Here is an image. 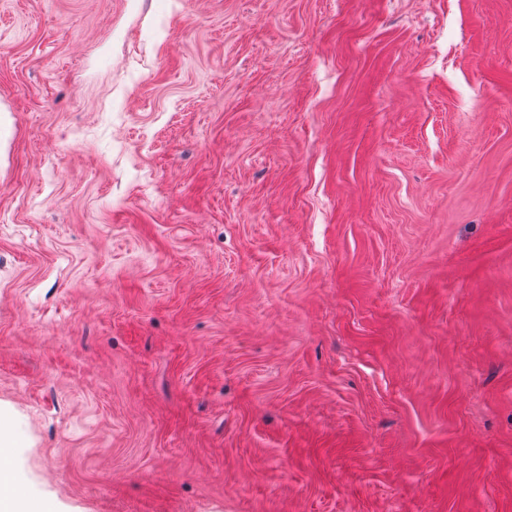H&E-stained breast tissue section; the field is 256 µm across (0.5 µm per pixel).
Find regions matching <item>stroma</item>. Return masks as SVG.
<instances>
[{
    "label": "stroma",
    "instance_id": "35a3bbf8",
    "mask_svg": "<svg viewBox=\"0 0 512 512\" xmlns=\"http://www.w3.org/2000/svg\"><path fill=\"white\" fill-rule=\"evenodd\" d=\"M0 425L54 512H512V0H0Z\"/></svg>",
    "mask_w": 512,
    "mask_h": 512
}]
</instances>
